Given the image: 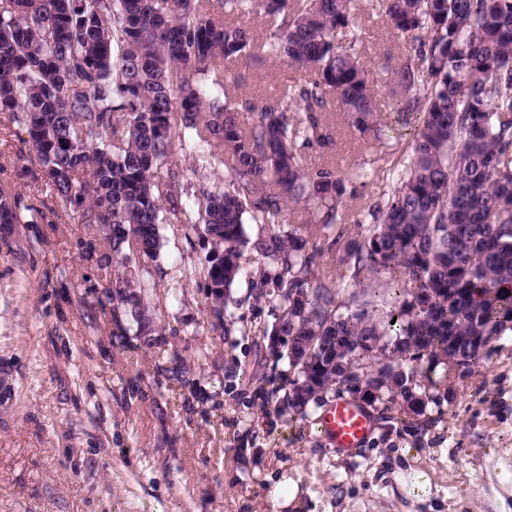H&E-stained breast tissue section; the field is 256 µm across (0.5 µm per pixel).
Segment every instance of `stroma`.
Masks as SVG:
<instances>
[{"label": "stroma", "instance_id": "1", "mask_svg": "<svg viewBox=\"0 0 512 512\" xmlns=\"http://www.w3.org/2000/svg\"><path fill=\"white\" fill-rule=\"evenodd\" d=\"M376 0L352 17L381 109L403 97L386 70L410 50ZM259 102L298 68L261 56L229 67ZM404 130L371 145L338 130L312 146L315 165L384 167ZM40 216L0 227V512H512V331L488 361L438 386L440 405L415 429L402 406L348 453L317 430L320 407L285 411L288 366L262 334L276 312L253 302L248 277L233 317L212 315L191 277L203 241L161 227L158 260L131 256L152 290L143 341L112 312L103 251L79 213L57 208L24 129L0 114V190ZM272 399H264V391Z\"/></svg>", "mask_w": 512, "mask_h": 512}]
</instances>
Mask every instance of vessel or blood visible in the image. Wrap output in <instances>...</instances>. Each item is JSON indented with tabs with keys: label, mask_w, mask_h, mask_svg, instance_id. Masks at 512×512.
Here are the masks:
<instances>
[{
	"label": "vessel or blood",
	"mask_w": 512,
	"mask_h": 512,
	"mask_svg": "<svg viewBox=\"0 0 512 512\" xmlns=\"http://www.w3.org/2000/svg\"><path fill=\"white\" fill-rule=\"evenodd\" d=\"M319 432L330 447L349 452L363 447L374 432L370 412L362 405L340 399L323 411Z\"/></svg>",
	"instance_id": "b4317fda"
}]
</instances>
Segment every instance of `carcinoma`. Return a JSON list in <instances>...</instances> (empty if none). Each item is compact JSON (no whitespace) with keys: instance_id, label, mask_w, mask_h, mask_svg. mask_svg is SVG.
<instances>
[{"instance_id":"obj_1","label":"carcinoma","mask_w":512,"mask_h":512,"mask_svg":"<svg viewBox=\"0 0 512 512\" xmlns=\"http://www.w3.org/2000/svg\"><path fill=\"white\" fill-rule=\"evenodd\" d=\"M351 4L0 0V114L27 132L60 207L108 244L98 266L126 253L157 260L160 225L173 219L207 242L194 274L221 320L243 262L258 257L251 296L280 308L263 335L288 337L277 356L292 373L289 410L354 382L367 405L423 417L435 400L426 388L442 383L432 370L463 376L512 330V0H378L413 46L392 70L406 95L387 116ZM260 6L272 22L259 42L226 21ZM263 53L305 75L259 104L236 98L224 64ZM338 119L361 139L398 126L409 138L384 170L394 189L369 202L347 239L346 198L372 173L302 154L331 145ZM175 144L228 176L165 192L181 177L167 165ZM292 204L307 223L248 236L245 225L276 224ZM31 211L0 192V224ZM325 229L342 242L339 271L313 241ZM110 284L106 294L144 330L149 285L131 270ZM341 288L353 289L351 302Z\"/></svg>"}]
</instances>
